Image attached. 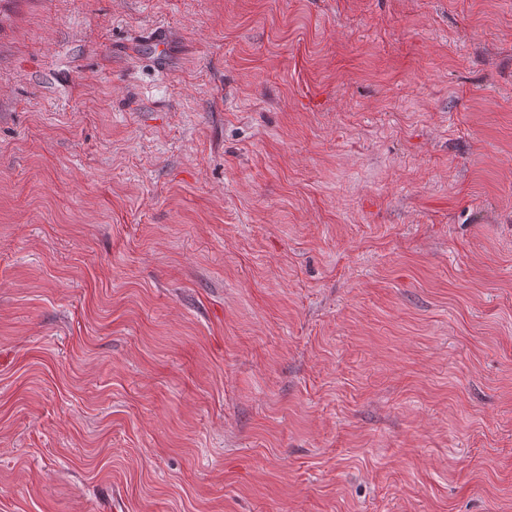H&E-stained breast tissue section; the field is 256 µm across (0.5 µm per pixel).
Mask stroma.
<instances>
[{"label": "stroma", "instance_id": "stroma-1", "mask_svg": "<svg viewBox=\"0 0 512 512\" xmlns=\"http://www.w3.org/2000/svg\"><path fill=\"white\" fill-rule=\"evenodd\" d=\"M115 490L512 512V0H0V512Z\"/></svg>", "mask_w": 512, "mask_h": 512}]
</instances>
